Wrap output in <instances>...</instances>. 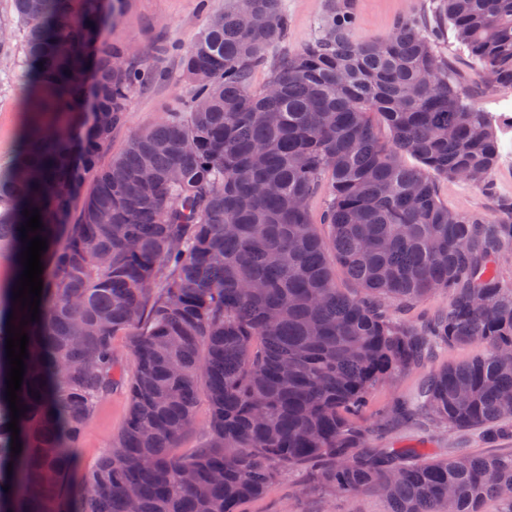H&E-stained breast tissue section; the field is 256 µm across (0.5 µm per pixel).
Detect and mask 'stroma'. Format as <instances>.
I'll return each instance as SVG.
<instances>
[{
	"mask_svg": "<svg viewBox=\"0 0 512 512\" xmlns=\"http://www.w3.org/2000/svg\"><path fill=\"white\" fill-rule=\"evenodd\" d=\"M428 0H353L355 40L383 38L396 21L425 9ZM233 0H125L121 16L105 31L112 44L131 51L135 62L151 66L157 79L134 92L123 122L112 132V141L100 153L99 164L119 154L137 131L162 121L168 109L186 100L190 85L182 75L179 49L188 48L210 18L231 6ZM329 0H284L287 35L272 48L263 65L252 73L253 88H262L273 65L282 56L301 52L316 32L319 20L328 10ZM449 62L467 72L465 91L484 111L501 114L512 105V90L490 92L484 80L473 72L472 64L452 42L442 46ZM26 81L21 68L10 58L0 59V168L14 159L21 128ZM502 152L492 174V188L484 191L471 184L453 180L437 183L440 200L460 213L483 212L496 217L502 199H512V130L501 137ZM129 334L112 340V347L123 379L97 406L77 442V474L90 472L100 457L120 436L129 411L127 376L134 357L129 349ZM483 346L448 349L437 347L417 370L406 372L377 384L359 418L361 425L380 423L383 411L398 401L414 402L424 377L433 369L468 360L482 354ZM376 448H417L423 459L444 458L451 454L500 455L512 452V439L494 444L485 442L476 430H449L438 427L430 415L419 414L405 422H394L388 432L373 438ZM238 512H387V504L378 492L367 490L354 497H338L322 486L316 471L308 467L286 470L261 497L248 499Z\"/></svg>",
	"mask_w": 512,
	"mask_h": 512,
	"instance_id": "1",
	"label": "stroma"
}]
</instances>
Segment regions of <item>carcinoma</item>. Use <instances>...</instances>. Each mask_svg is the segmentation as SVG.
<instances>
[{
    "instance_id": "carcinoma-1",
    "label": "carcinoma",
    "mask_w": 512,
    "mask_h": 512,
    "mask_svg": "<svg viewBox=\"0 0 512 512\" xmlns=\"http://www.w3.org/2000/svg\"><path fill=\"white\" fill-rule=\"evenodd\" d=\"M11 0L0 53L18 54L30 89L21 151L0 170V512H236L286 469L317 467L333 493L373 487L387 512H512V454L424 463L416 448L370 449L357 423L371 389L421 366L437 345L486 353L432 371L416 407L439 426L512 435V202L499 216L443 204L437 180L482 189L501 155L498 118L466 95L438 44L450 32L489 88H512V0H433L385 38L354 41L351 0H331L308 46L256 90L253 70L286 35L283 0L213 16L183 55L184 109L133 135L97 167L142 68L105 29L122 0ZM417 165L410 166L403 156ZM93 174L89 189L85 175ZM323 195L324 238L309 202ZM45 238L39 319L12 453L5 323L24 270V210ZM362 291L339 288L334 266ZM448 310L409 322L426 295ZM133 330L125 427L76 488L74 448L112 391V338ZM209 439L175 456L200 395ZM12 471H7V467ZM9 486L4 490L3 486Z\"/></svg>"
}]
</instances>
